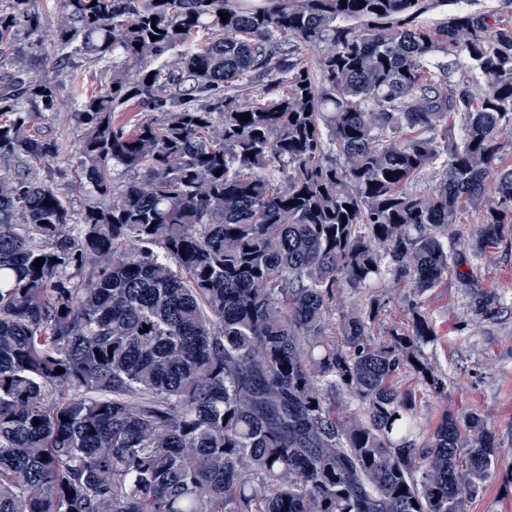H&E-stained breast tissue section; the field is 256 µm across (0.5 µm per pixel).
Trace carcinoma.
<instances>
[{"instance_id":"obj_1","label":"carcinoma","mask_w":512,"mask_h":512,"mask_svg":"<svg viewBox=\"0 0 512 512\" xmlns=\"http://www.w3.org/2000/svg\"><path fill=\"white\" fill-rule=\"evenodd\" d=\"M430 8L61 0L34 84L43 45L21 31L43 15L0 8V512H465L500 446L475 412L417 442L397 379L443 386L429 317L377 340L373 295L330 320L341 288L434 287L469 209L476 252L512 237V23ZM294 39L321 49L318 75ZM70 49L112 62L89 97ZM65 86L98 198L79 212L36 123ZM129 105L145 119L115 123Z\"/></svg>"}]
</instances>
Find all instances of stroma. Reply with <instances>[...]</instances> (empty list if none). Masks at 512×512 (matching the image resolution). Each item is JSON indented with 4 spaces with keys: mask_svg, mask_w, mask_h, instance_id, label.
Instances as JSON below:
<instances>
[{
    "mask_svg": "<svg viewBox=\"0 0 512 512\" xmlns=\"http://www.w3.org/2000/svg\"><path fill=\"white\" fill-rule=\"evenodd\" d=\"M44 122L66 148L58 182L76 209L94 201L77 173L75 150L79 139L69 101ZM465 231L452 235L450 245L473 275L472 288L495 292L500 301L494 316L476 315L470 306L472 288H464L456 272H449L434 288L417 293L409 285L385 276L378 288L387 306L381 327L407 326L409 309L420 303L436 336L425 345L428 362L440 375L444 389L425 390L414 373H403L400 389L416 394V412L424 435H431L443 413L464 417L475 412L484 418L501 443L498 463L485 487L467 503V512H512V239L473 256L471 243L479 216L463 219Z\"/></svg>",
    "mask_w": 512,
    "mask_h": 512,
    "instance_id": "35a3bbf8",
    "label": "stroma"
}]
</instances>
